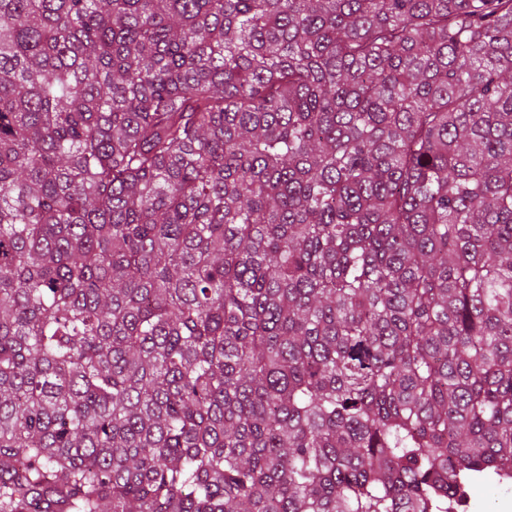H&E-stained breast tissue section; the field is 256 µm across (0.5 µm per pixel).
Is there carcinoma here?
<instances>
[{
  "label": "carcinoma",
  "instance_id": "obj_1",
  "mask_svg": "<svg viewBox=\"0 0 512 512\" xmlns=\"http://www.w3.org/2000/svg\"><path fill=\"white\" fill-rule=\"evenodd\" d=\"M512 477V0H0V512H452Z\"/></svg>",
  "mask_w": 512,
  "mask_h": 512
}]
</instances>
